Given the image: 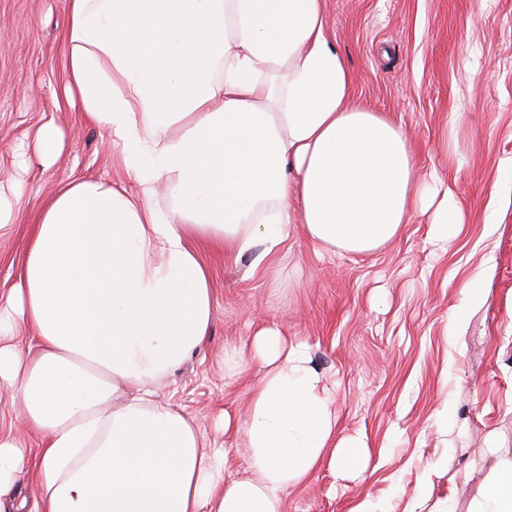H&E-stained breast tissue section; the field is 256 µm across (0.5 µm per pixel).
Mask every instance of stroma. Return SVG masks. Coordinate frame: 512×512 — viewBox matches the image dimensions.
I'll return each mask as SVG.
<instances>
[{"label":"stroma","instance_id":"obj_1","mask_svg":"<svg viewBox=\"0 0 512 512\" xmlns=\"http://www.w3.org/2000/svg\"><path fill=\"white\" fill-rule=\"evenodd\" d=\"M358 101L411 134L421 172L454 181L466 216L447 250L428 218L372 255H319L301 231L264 272L202 251L215 289L206 346L156 388L207 437L243 413L259 376L225 372L220 353L254 325L304 338L329 389L336 436L363 435L365 469L322 462L283 496V512H468L497 451L512 450V0H328ZM67 0H0V181L20 154L30 170L12 229L0 235V292L16 281L35 207L68 179L121 184L103 133L63 98ZM54 122L63 151L43 167L37 129ZM501 196L486 218L488 190ZM479 301L451 316L471 280Z\"/></svg>","mask_w":512,"mask_h":512}]
</instances>
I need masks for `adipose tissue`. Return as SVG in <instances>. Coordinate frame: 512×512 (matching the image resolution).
I'll return each instance as SVG.
<instances>
[{
    "instance_id": "ef3b65f1",
    "label": "adipose tissue",
    "mask_w": 512,
    "mask_h": 512,
    "mask_svg": "<svg viewBox=\"0 0 512 512\" xmlns=\"http://www.w3.org/2000/svg\"><path fill=\"white\" fill-rule=\"evenodd\" d=\"M64 95L120 155L135 192L67 180L35 209L18 282L0 295V390L40 440L28 459L0 432V512H282L283 496L330 458L337 475L366 443L332 446L336 414L306 342L273 325L225 349L258 366L242 429L251 472L156 384L208 340L215 296L196 237L250 273L292 225L331 253H372L427 214L447 248L463 222L453 185L420 176L390 114L355 102L327 0H68ZM165 183L175 205L149 203ZM34 331L26 348L15 339ZM36 473L34 501L15 475ZM471 512H512V451Z\"/></svg>"
}]
</instances>
